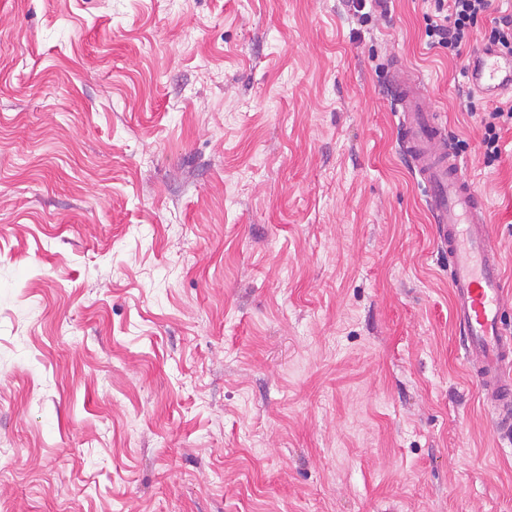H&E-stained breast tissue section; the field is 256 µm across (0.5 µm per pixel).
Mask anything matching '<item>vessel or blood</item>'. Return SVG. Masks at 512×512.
I'll return each instance as SVG.
<instances>
[{
  "label": "vessel or blood",
  "instance_id": "1",
  "mask_svg": "<svg viewBox=\"0 0 512 512\" xmlns=\"http://www.w3.org/2000/svg\"><path fill=\"white\" fill-rule=\"evenodd\" d=\"M467 83L488 98L512 94V54L482 47L469 58ZM398 119L397 144L425 193L439 248L448 255L452 316L467 363L502 439L512 440V334L502 313L512 304L494 244L488 205L449 152L442 116L412 70L394 63L387 88Z\"/></svg>",
  "mask_w": 512,
  "mask_h": 512
}]
</instances>
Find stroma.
Listing matches in <instances>:
<instances>
[{
    "label": "stroma",
    "mask_w": 512,
    "mask_h": 512,
    "mask_svg": "<svg viewBox=\"0 0 512 512\" xmlns=\"http://www.w3.org/2000/svg\"><path fill=\"white\" fill-rule=\"evenodd\" d=\"M0 0V512H512L396 145L399 60L490 208L512 126L427 0ZM500 120L503 122L510 120V123H512V105L507 109L496 106L491 112H488V119L484 120L485 132L481 145L484 149L485 158L489 160H496L501 151L499 146L500 136L497 132V123Z\"/></svg>",
    "instance_id": "1"
}]
</instances>
